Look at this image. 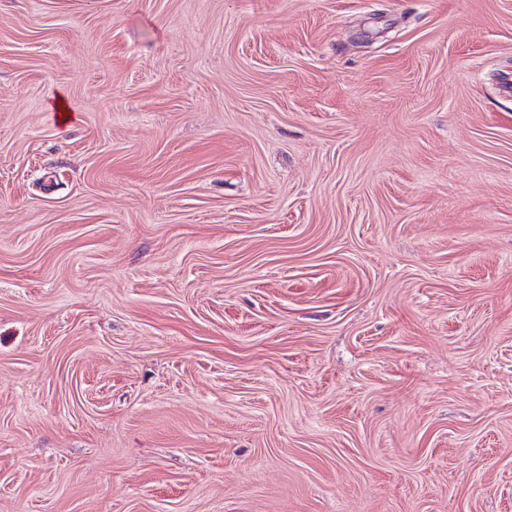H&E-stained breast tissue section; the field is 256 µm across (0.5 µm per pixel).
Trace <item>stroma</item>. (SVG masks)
Listing matches in <instances>:
<instances>
[{"label":"stroma","instance_id":"obj_1","mask_svg":"<svg viewBox=\"0 0 512 512\" xmlns=\"http://www.w3.org/2000/svg\"><path fill=\"white\" fill-rule=\"evenodd\" d=\"M0 512H512V0H0Z\"/></svg>","mask_w":512,"mask_h":512}]
</instances>
